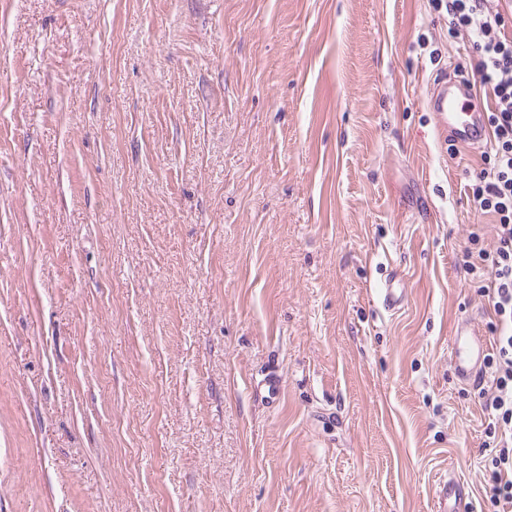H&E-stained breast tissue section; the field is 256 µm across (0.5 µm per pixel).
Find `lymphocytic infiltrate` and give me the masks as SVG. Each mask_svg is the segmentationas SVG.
Masks as SVG:
<instances>
[{"instance_id": "lymphocytic-infiltrate-1", "label": "lymphocytic infiltrate", "mask_w": 512, "mask_h": 512, "mask_svg": "<svg viewBox=\"0 0 512 512\" xmlns=\"http://www.w3.org/2000/svg\"><path fill=\"white\" fill-rule=\"evenodd\" d=\"M448 30L465 33L477 61L475 84L489 95V164L469 198L477 212L494 217L496 242L480 247L478 236L464 251L467 274L481 284L493 326L495 351L486 361L488 380L476 397L494 419L496 451L485 497L498 512H512V5L491 8L488 0H448Z\"/></svg>"}]
</instances>
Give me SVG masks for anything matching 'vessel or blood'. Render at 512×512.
<instances>
[{"label": "vessel or blood", "instance_id": "b4317fda", "mask_svg": "<svg viewBox=\"0 0 512 512\" xmlns=\"http://www.w3.org/2000/svg\"><path fill=\"white\" fill-rule=\"evenodd\" d=\"M472 92L467 84L441 81L429 94L428 104L441 134L452 137L465 146L481 144L488 138V129L480 113L469 111L466 100ZM488 346L476 328L467 321L455 329L450 360L458 379L477 380L483 371ZM436 512H471V494L467 485L451 478L437 490Z\"/></svg>", "mask_w": 512, "mask_h": 512}]
</instances>
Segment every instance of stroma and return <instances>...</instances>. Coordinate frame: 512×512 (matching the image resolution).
Returning a JSON list of instances; mask_svg holds the SVG:
<instances>
[{
    "label": "stroma",
    "instance_id": "stroma-1",
    "mask_svg": "<svg viewBox=\"0 0 512 512\" xmlns=\"http://www.w3.org/2000/svg\"><path fill=\"white\" fill-rule=\"evenodd\" d=\"M472 55L433 0H0V512H493ZM471 96L468 84L443 80L433 87L428 99L438 131L465 146L479 145L488 138L480 112H468L465 98ZM488 346L476 328L468 321L455 329L450 360L461 381H476L482 374ZM436 512H470L471 494L467 485L455 478L439 483Z\"/></svg>",
    "mask_w": 512,
    "mask_h": 512
}]
</instances>
